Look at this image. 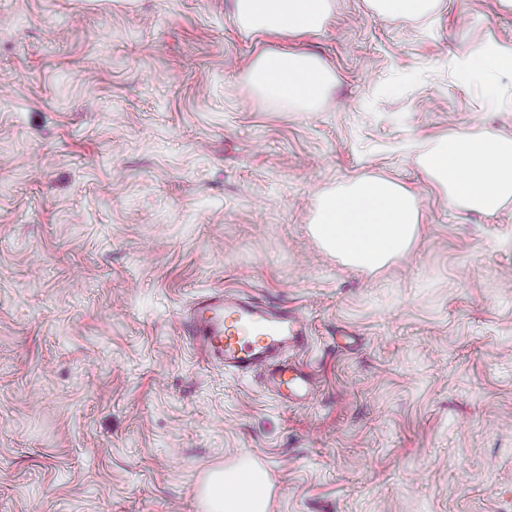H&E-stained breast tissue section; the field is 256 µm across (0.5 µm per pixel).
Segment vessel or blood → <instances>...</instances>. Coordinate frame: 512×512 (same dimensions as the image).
<instances>
[{
	"label": "vessel or blood",
	"instance_id": "b4317fda",
	"mask_svg": "<svg viewBox=\"0 0 512 512\" xmlns=\"http://www.w3.org/2000/svg\"><path fill=\"white\" fill-rule=\"evenodd\" d=\"M183 328L207 362L263 377L281 401L305 403L318 390L315 375L288 359L307 347L310 335L307 321L290 307L215 290L190 305Z\"/></svg>",
	"mask_w": 512,
	"mask_h": 512
}]
</instances>
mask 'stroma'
Returning <instances> with one entry per match:
<instances>
[{"label":"stroma","instance_id":"35a3bbf8","mask_svg":"<svg viewBox=\"0 0 512 512\" xmlns=\"http://www.w3.org/2000/svg\"><path fill=\"white\" fill-rule=\"evenodd\" d=\"M489 38L512 43L500 0H334L287 37L234 0H0V512H200L243 456L269 512H512V201L455 210L420 165L512 137V75L454 72ZM271 52L330 70L314 108L243 83ZM363 177L420 210L373 271L309 230ZM213 289L302 313L312 402L194 352L181 314ZM370 9L382 19L422 17L430 14L437 0H368Z\"/></svg>","mask_w":512,"mask_h":512}]
</instances>
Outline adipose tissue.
Instances as JSON below:
<instances>
[{
	"instance_id": "ef3b65f1",
	"label": "adipose tissue",
	"mask_w": 512,
	"mask_h": 512,
	"mask_svg": "<svg viewBox=\"0 0 512 512\" xmlns=\"http://www.w3.org/2000/svg\"><path fill=\"white\" fill-rule=\"evenodd\" d=\"M331 12V0H236L239 23L257 33H315ZM468 81L492 86L497 74L512 72V44L493 39L455 63ZM245 81L263 98L313 108L331 76L315 58L284 52L260 55ZM427 176L458 209L497 212L512 200V137L449 135L423 160ZM420 222L414 197L394 182L361 178L322 194L312 232L321 246L347 263L374 270L406 251ZM205 512H268L265 472L243 460L210 473L202 487Z\"/></svg>"
}]
</instances>
